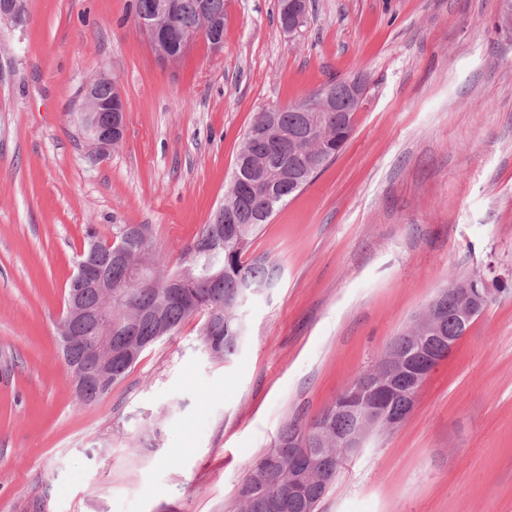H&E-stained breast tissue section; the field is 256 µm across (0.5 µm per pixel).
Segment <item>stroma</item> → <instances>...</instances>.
Wrapping results in <instances>:
<instances>
[{"mask_svg":"<svg viewBox=\"0 0 512 512\" xmlns=\"http://www.w3.org/2000/svg\"><path fill=\"white\" fill-rule=\"evenodd\" d=\"M0 22V512H238L249 468L457 278L507 282L410 417L346 458L320 512H512V39L500 0H225L224 47L160 63L135 0H26ZM365 75L354 131L252 249L281 270L209 356L190 318L103 399L78 400L57 327L87 230L147 224L166 271L224 200L256 112ZM120 89L95 155L78 92ZM102 78L112 82L109 78ZM103 79L93 81L96 87L94 100L97 104H106L112 99L109 107L100 112H88L83 105H80L77 113L78 125L83 137L99 155L118 147L123 140L115 137L118 135L124 137L125 134L122 95L117 86L114 85L113 89V83ZM94 84L89 83L84 86L82 91L84 100L94 96Z\"/></svg>","mask_w":512,"mask_h":512,"instance_id":"1","label":"stroma"}]
</instances>
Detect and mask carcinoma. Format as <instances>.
Here are the masks:
<instances>
[{"mask_svg": "<svg viewBox=\"0 0 512 512\" xmlns=\"http://www.w3.org/2000/svg\"><path fill=\"white\" fill-rule=\"evenodd\" d=\"M206 2L208 17L224 25V0H178L176 14L165 12L166 0H135V16L148 15L173 31L171 43L180 45V32L193 33L202 26L201 2ZM500 33L512 34V0H501L495 23ZM355 112H299L287 107L280 112H258L247 129L236 157L232 177L222 204L224 236L205 252L203 242L211 237L213 225L205 224L181 248L182 268L192 280L187 293L194 302L168 294L169 275L160 273L161 254L152 246L146 226L112 225V248L134 250L152 264L157 277L153 288H139L124 265H112V383L123 380L141 354L158 340L178 330L187 319L199 316L201 344L215 358L228 359L239 349L238 336L244 333L239 308V289L247 284L253 291L275 286L279 268L262 255L250 254L255 238L275 212L300 192L309 180L336 158L350 138ZM100 330L91 322L79 325L72 336L70 356L92 371L96 360L89 350ZM416 332L407 329L394 337L389 358L393 361L411 352ZM418 389L408 387L391 405L396 414L411 411ZM352 415L336 410V403L323 408L306 421H292L280 431L277 440L248 472L239 495L243 512H317L318 506L345 457L336 448V432H351ZM299 444L296 451H308L321 459L318 472L309 475L316 488L310 499L293 494V480L300 465L288 444Z\"/></svg>", "mask_w": 512, "mask_h": 512, "instance_id": "carcinoma-1", "label": "carcinoma"}]
</instances>
